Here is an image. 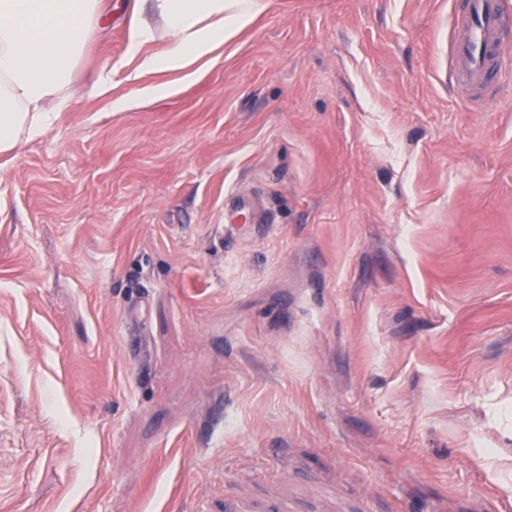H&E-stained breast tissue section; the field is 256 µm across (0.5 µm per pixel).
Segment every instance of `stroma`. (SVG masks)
<instances>
[{"instance_id":"1","label":"stroma","mask_w":512,"mask_h":512,"mask_svg":"<svg viewBox=\"0 0 512 512\" xmlns=\"http://www.w3.org/2000/svg\"><path fill=\"white\" fill-rule=\"evenodd\" d=\"M112 111L102 0L55 126L0 154V512H512V76L456 0H267ZM448 46L453 83L470 105L488 102L487 89L511 58L503 51L500 31L503 0H462ZM271 510V511H267ZM293 506L288 500H278L270 508L256 501L232 500L224 502V512H292Z\"/></svg>"}]
</instances>
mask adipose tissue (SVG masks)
Returning <instances> with one entry per match:
<instances>
[{
  "mask_svg": "<svg viewBox=\"0 0 512 512\" xmlns=\"http://www.w3.org/2000/svg\"><path fill=\"white\" fill-rule=\"evenodd\" d=\"M264 8L263 0H133L136 72L171 79L113 100V111L179 95ZM98 22L99 0H0V153L41 136L69 108L74 62ZM158 39L164 49L146 52Z\"/></svg>",
  "mask_w": 512,
  "mask_h": 512,
  "instance_id": "ef3b65f1",
  "label": "adipose tissue"
}]
</instances>
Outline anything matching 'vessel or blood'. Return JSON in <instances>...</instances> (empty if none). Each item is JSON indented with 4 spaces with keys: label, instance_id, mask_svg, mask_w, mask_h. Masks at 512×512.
<instances>
[{
    "label": "vessel or blood",
    "instance_id": "vessel-or-blood-1",
    "mask_svg": "<svg viewBox=\"0 0 512 512\" xmlns=\"http://www.w3.org/2000/svg\"><path fill=\"white\" fill-rule=\"evenodd\" d=\"M504 11V0H463L455 14L448 64L451 79L468 104L486 103L489 85L512 63V55L504 53L500 40ZM292 510L285 500L269 508L255 501L232 500L224 505V512Z\"/></svg>",
    "mask_w": 512,
    "mask_h": 512
}]
</instances>
